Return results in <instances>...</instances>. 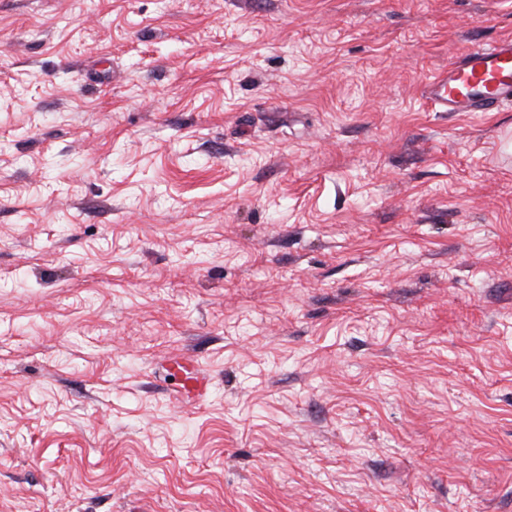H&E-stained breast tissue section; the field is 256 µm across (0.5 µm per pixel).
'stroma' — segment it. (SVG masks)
I'll return each instance as SVG.
<instances>
[{
	"label": "stroma",
	"instance_id": "1",
	"mask_svg": "<svg viewBox=\"0 0 512 512\" xmlns=\"http://www.w3.org/2000/svg\"><path fill=\"white\" fill-rule=\"evenodd\" d=\"M504 36L0 0V512H512V108L424 99ZM208 391V381L196 372H190L181 392V401L199 402Z\"/></svg>",
	"mask_w": 512,
	"mask_h": 512
}]
</instances>
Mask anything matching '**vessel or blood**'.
I'll use <instances>...</instances> for the list:
<instances>
[{"label":"vessel or blood","mask_w":512,"mask_h":512,"mask_svg":"<svg viewBox=\"0 0 512 512\" xmlns=\"http://www.w3.org/2000/svg\"><path fill=\"white\" fill-rule=\"evenodd\" d=\"M425 97L436 112H494L512 101V37L470 49L449 62L446 72L428 82ZM208 391L206 378L187 377L182 401H201Z\"/></svg>","instance_id":"vessel-or-blood-1"}]
</instances>
